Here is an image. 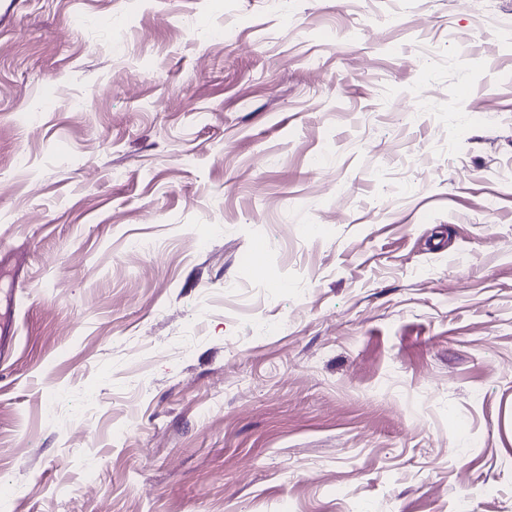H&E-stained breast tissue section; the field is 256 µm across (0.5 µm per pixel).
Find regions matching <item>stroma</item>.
Wrapping results in <instances>:
<instances>
[{
  "label": "stroma",
  "mask_w": 512,
  "mask_h": 512,
  "mask_svg": "<svg viewBox=\"0 0 512 512\" xmlns=\"http://www.w3.org/2000/svg\"><path fill=\"white\" fill-rule=\"evenodd\" d=\"M0 321V512H512V0H0Z\"/></svg>",
  "instance_id": "35a3bbf8"
}]
</instances>
